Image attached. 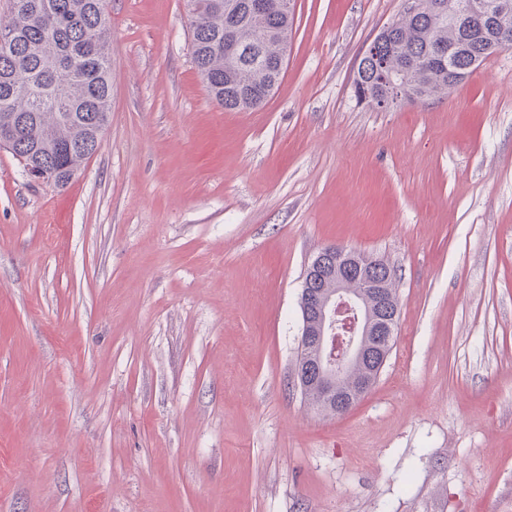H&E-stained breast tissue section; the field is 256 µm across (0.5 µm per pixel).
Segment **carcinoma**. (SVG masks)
I'll use <instances>...</instances> for the list:
<instances>
[{"label": "carcinoma", "mask_w": 512, "mask_h": 512, "mask_svg": "<svg viewBox=\"0 0 512 512\" xmlns=\"http://www.w3.org/2000/svg\"><path fill=\"white\" fill-rule=\"evenodd\" d=\"M197 0L189 24L191 57L210 99L226 111L249 110L242 94L277 84L272 65L292 26L287 0H269L255 18L250 0ZM493 23L480 33L428 6L399 15L381 30L378 59L358 67L353 81L358 101L382 96L390 77L380 62L401 73L402 99L414 102L448 89V62L468 71L476 54L488 57L491 46L512 47V0H489ZM234 29L241 40L224 41ZM111 27L105 0H7L0 13V129H15L12 155L69 182L89 156L78 144L95 142L108 125L112 100ZM257 48L266 60L255 62Z\"/></svg>", "instance_id": "carcinoma-1"}]
</instances>
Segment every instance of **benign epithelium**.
Wrapping results in <instances>:
<instances>
[{
	"instance_id": "1",
	"label": "benign epithelium",
	"mask_w": 512,
	"mask_h": 512,
	"mask_svg": "<svg viewBox=\"0 0 512 512\" xmlns=\"http://www.w3.org/2000/svg\"><path fill=\"white\" fill-rule=\"evenodd\" d=\"M434 8L466 21L475 32L483 30L493 15L486 0H436ZM380 265L381 260L367 254L330 247L314 257L306 272L300 299V365L294 377L302 389L317 372L323 397L335 401L338 409L348 394L360 398L371 389L395 336L398 305L387 293L389 280L373 276ZM352 276L360 283L357 290L350 287ZM320 279L329 282V289L309 308L305 300L313 282ZM369 360L374 361L370 371L354 374Z\"/></svg>"
}]
</instances>
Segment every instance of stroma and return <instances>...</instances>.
Returning <instances> with one entry per match:
<instances>
[{
  "mask_svg": "<svg viewBox=\"0 0 512 512\" xmlns=\"http://www.w3.org/2000/svg\"><path fill=\"white\" fill-rule=\"evenodd\" d=\"M403 0H296L286 73L211 102L184 0H108L112 112L63 188L0 150V512H512V48L357 102ZM328 246L396 272L373 388L293 378Z\"/></svg>",
  "mask_w": 512,
  "mask_h": 512,
  "instance_id": "obj_1",
  "label": "stroma"
}]
</instances>
